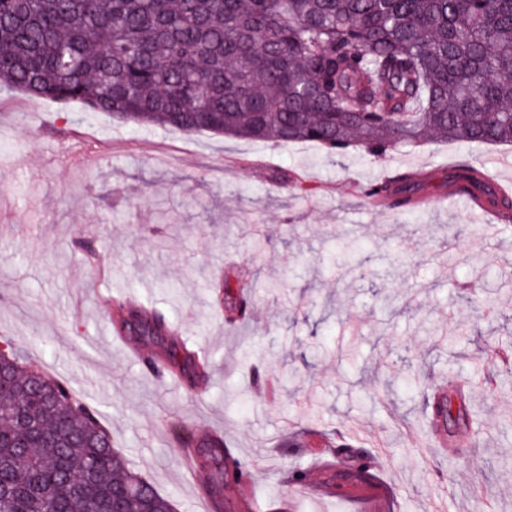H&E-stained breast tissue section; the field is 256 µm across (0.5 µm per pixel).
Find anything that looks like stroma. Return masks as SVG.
Returning a JSON list of instances; mask_svg holds the SVG:
<instances>
[{
    "label": "stroma",
    "instance_id": "stroma-1",
    "mask_svg": "<svg viewBox=\"0 0 512 512\" xmlns=\"http://www.w3.org/2000/svg\"><path fill=\"white\" fill-rule=\"evenodd\" d=\"M66 127L111 156L58 139ZM467 159L512 188V145L331 159L311 142L124 125L1 90L0 336L97 409L176 512H206L181 451L213 438L252 464L224 512H427L439 493L447 512H512V366L491 358L512 353V220L444 191ZM398 170L432 177L415 214L361 192ZM225 274L245 319L212 304ZM119 297L206 356L204 402L134 358L156 344L106 339ZM458 384L474 426L433 430L427 393Z\"/></svg>",
    "mask_w": 512,
    "mask_h": 512
}]
</instances>
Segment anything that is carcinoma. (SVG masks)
Masks as SVG:
<instances>
[{
  "label": "carcinoma",
  "instance_id": "carcinoma-1",
  "mask_svg": "<svg viewBox=\"0 0 512 512\" xmlns=\"http://www.w3.org/2000/svg\"><path fill=\"white\" fill-rule=\"evenodd\" d=\"M0 88L186 134L312 141L332 157L428 139L512 145V0H0ZM460 179L512 215L480 167L459 165L448 184ZM425 180L399 173L363 194L411 211ZM235 288L225 276L215 303L242 318ZM137 317L169 366L201 377L162 316ZM21 363L1 337L0 512H175L125 467L95 409ZM432 409L434 422L472 424L457 393ZM196 454L224 504V441Z\"/></svg>",
  "mask_w": 512,
  "mask_h": 512
}]
</instances>
